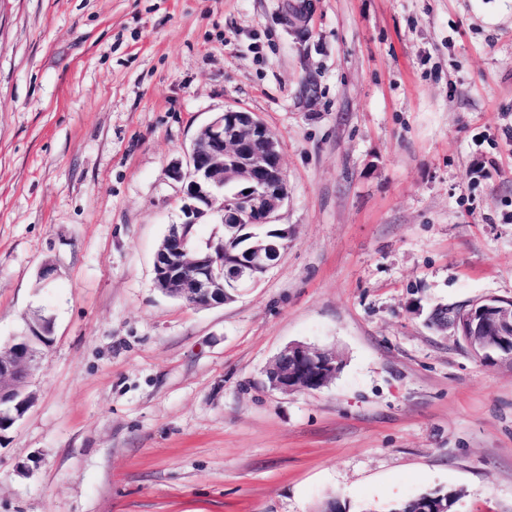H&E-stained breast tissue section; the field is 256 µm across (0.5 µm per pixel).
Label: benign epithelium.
I'll list each match as a JSON object with an SVG mask.
<instances>
[{
  "mask_svg": "<svg viewBox=\"0 0 512 512\" xmlns=\"http://www.w3.org/2000/svg\"><path fill=\"white\" fill-rule=\"evenodd\" d=\"M172 178L184 183L181 211L185 221L173 224L154 261L159 290L190 306L228 301L230 293L258 283L288 243L256 238L241 253L224 251V241L189 250L184 229L206 216L222 199L223 224H269L271 214L288 197L278 140L252 113L226 109L202 126L192 141L188 169L176 162ZM452 323L472 353L489 362L508 360L512 351V299L489 298L454 312ZM41 367L31 340L16 338L0 353V417L15 422L33 405L34 394L22 384ZM336 377V354L303 343L288 345L267 373L271 387L282 392L318 390Z\"/></svg>",
  "mask_w": 512,
  "mask_h": 512,
  "instance_id": "1",
  "label": "benign epithelium"
}]
</instances>
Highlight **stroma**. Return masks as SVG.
Instances as JSON below:
<instances>
[{"instance_id": "1", "label": "stroma", "mask_w": 512, "mask_h": 512, "mask_svg": "<svg viewBox=\"0 0 512 512\" xmlns=\"http://www.w3.org/2000/svg\"><path fill=\"white\" fill-rule=\"evenodd\" d=\"M0 0V348L51 322L0 512H512V363L431 321L512 298V0ZM227 108L281 144L288 248L234 301L153 284ZM334 350L317 391L267 371ZM336 361L333 352L293 343L279 354L267 380L282 392L318 390L336 377ZM448 492H452L448 494ZM462 494L460 491H444L442 489H434L424 492L417 497L397 504L390 509L391 512H416L420 500L427 499L428 508H434L436 511L452 512V507L460 500Z\"/></svg>"}]
</instances>
